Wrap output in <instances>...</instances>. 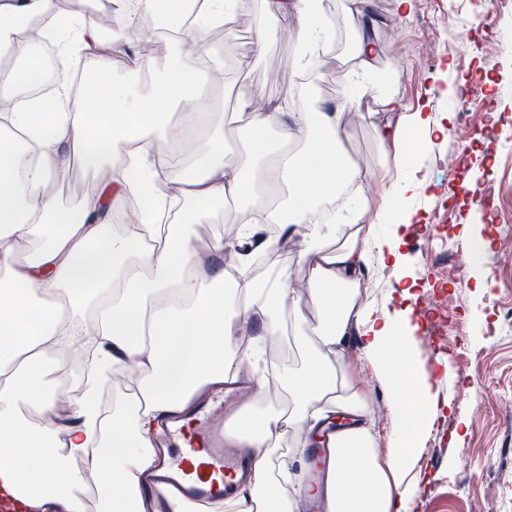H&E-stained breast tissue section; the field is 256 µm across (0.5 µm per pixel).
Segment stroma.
<instances>
[{"instance_id":"1","label":"stroma","mask_w":512,"mask_h":512,"mask_svg":"<svg viewBox=\"0 0 512 512\" xmlns=\"http://www.w3.org/2000/svg\"><path fill=\"white\" fill-rule=\"evenodd\" d=\"M395 3L367 0V11L379 22L382 82L361 89L342 119L346 150L360 164L362 191L356 202L378 234L391 230L378 203L389 186L385 172L393 166L392 155L384 153L373 131L385 118L381 92L396 94L402 111L421 106L435 117L450 111L461 88L475 92L466 143L457 140L454 120L446 133L421 138L416 176L422 186L406 202L415 218L403 233L404 263L398 275L380 272L373 264L363 275L368 299L389 310L401 305L395 292L398 282L413 283L412 319L420 325L414 351L440 390V414L412 462L423 481L407 498L405 512H475L480 503L493 512H512V323L505 316L512 308V261L497 252L507 230L502 219L512 214V51L496 57L480 50L486 37L512 32V14H500L494 0H412L408 11ZM248 4L234 39L240 62L225 71L222 96L191 94L183 108L205 106L228 114L251 87L268 100L291 97L301 110L339 102L336 87L345 81L341 66L357 24L351 0H331L336 43L306 80L298 77L290 35L294 19L266 16L262 0ZM261 25L278 28L283 36L260 52L255 38ZM451 153L459 159L452 173L441 166ZM477 236L488 243L480 269L465 267L461 280L449 281V267L440 255H466ZM480 273L486 277L482 288L476 279ZM433 293L450 296L458 307L444 350L432 343L435 313L426 301ZM359 348V331L350 329L344 365L368 398L378 428L385 431L394 420L392 409L373 372L361 366ZM465 362L472 370L468 378L461 372Z\"/></svg>"}]
</instances>
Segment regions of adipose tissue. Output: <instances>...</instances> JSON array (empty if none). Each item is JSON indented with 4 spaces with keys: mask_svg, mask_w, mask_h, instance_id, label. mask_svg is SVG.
<instances>
[{
    "mask_svg": "<svg viewBox=\"0 0 512 512\" xmlns=\"http://www.w3.org/2000/svg\"><path fill=\"white\" fill-rule=\"evenodd\" d=\"M193 2L190 24L177 44L205 41L239 0H137L142 12L176 15ZM350 48L345 78L355 88L376 76L380 45L368 30L364 5ZM87 0H70L59 15L57 0H0V498L17 512H88L74 489L94 490L97 512H148L142 477L155 458L152 437L162 416L183 412L208 391L249 370L254 387L269 376L260 362L267 342L285 335L288 322L312 327L306 361L281 367L276 380L291 400L284 410H261L253 401L227 405V437L250 462L248 494L214 503L210 512H295L302 499L323 501L325 512H403L418 483L410 461L426 431L417 402L438 403L429 375L412 353L417 329L410 308L385 311L359 297L370 254L380 269L399 264L398 233L381 237L363 213L345 202L360 172L348 161L341 131L343 105L317 112L279 103L255 109L259 90L236 103L240 136L225 156L224 118L173 115L177 102L215 75L214 70L172 63L150 91L135 96L116 82L112 59L101 54V33L84 22ZM324 0H265L274 17H294L301 65L330 46ZM61 59L90 56L92 90L72 103L67 88L51 100L32 96L30 77L42 61L20 35L29 21ZM442 123L418 111L398 114L377 127L392 148L396 172L412 170L422 133ZM278 131L279 143L269 134ZM87 170L109 168L110 186L77 209L58 205L51 188L73 161ZM176 171L158 180L156 164ZM154 205L136 224H116L114 210L140 193ZM248 199L238 239L261 225L279 234L262 241L276 248L292 235L307 244L310 267L305 295L286 273L260 280L246 262L221 265L230 248L223 238L199 243L193 225L205 223L208 204ZM354 229L350 241L327 247L337 223ZM361 328L360 359L390 394L399 425L380 435L373 412L338 361L350 324ZM89 379L66 390L49 376L64 370V354L90 346ZM125 373L124 392L105 418L96 404L105 373ZM343 414L325 480L281 465L276 440L293 428L297 444L318 441L324 421ZM386 455H379L380 444Z\"/></svg>",
    "mask_w": 512,
    "mask_h": 512,
    "instance_id": "adipose-tissue-1",
    "label": "adipose tissue"
}]
</instances>
